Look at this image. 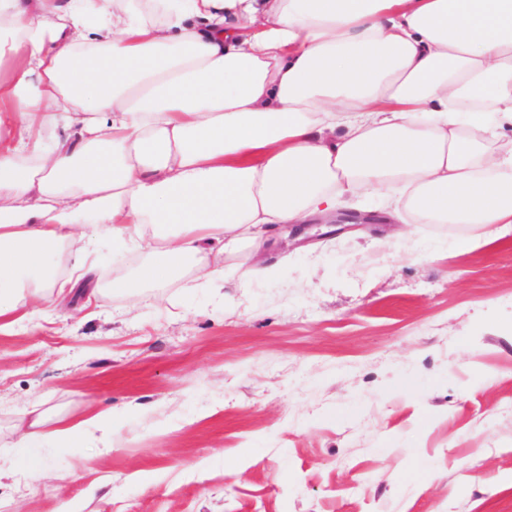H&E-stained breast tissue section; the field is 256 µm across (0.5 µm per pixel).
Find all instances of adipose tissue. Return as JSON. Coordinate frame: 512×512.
<instances>
[{
  "mask_svg": "<svg viewBox=\"0 0 512 512\" xmlns=\"http://www.w3.org/2000/svg\"><path fill=\"white\" fill-rule=\"evenodd\" d=\"M512 0H0V332L90 280L72 243L153 245L138 295L278 225L375 198L512 234Z\"/></svg>",
  "mask_w": 512,
  "mask_h": 512,
  "instance_id": "1",
  "label": "adipose tissue"
}]
</instances>
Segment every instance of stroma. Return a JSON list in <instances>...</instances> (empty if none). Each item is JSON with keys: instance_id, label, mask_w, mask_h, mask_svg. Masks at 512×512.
<instances>
[{"instance_id": "obj_1", "label": "stroma", "mask_w": 512, "mask_h": 512, "mask_svg": "<svg viewBox=\"0 0 512 512\" xmlns=\"http://www.w3.org/2000/svg\"><path fill=\"white\" fill-rule=\"evenodd\" d=\"M363 210L272 231L270 282L210 256L223 299L191 270L0 333V512H512V237ZM107 409L108 442L24 446V413Z\"/></svg>"}]
</instances>
